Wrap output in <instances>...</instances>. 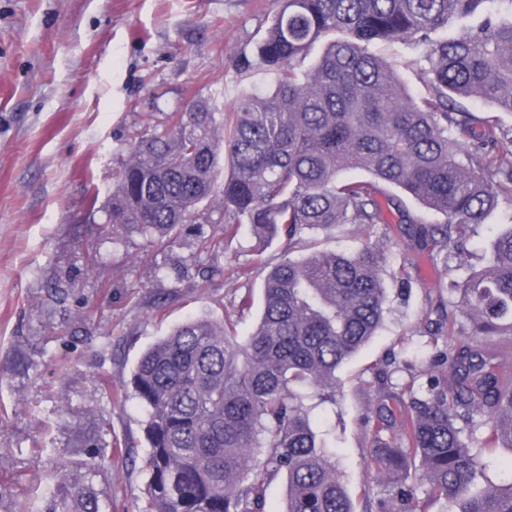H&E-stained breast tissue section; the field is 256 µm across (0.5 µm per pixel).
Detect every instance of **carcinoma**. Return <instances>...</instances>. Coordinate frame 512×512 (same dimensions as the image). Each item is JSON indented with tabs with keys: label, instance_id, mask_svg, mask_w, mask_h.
Here are the masks:
<instances>
[{
	"label": "carcinoma",
	"instance_id": "cac0c4a2",
	"mask_svg": "<svg viewBox=\"0 0 512 512\" xmlns=\"http://www.w3.org/2000/svg\"><path fill=\"white\" fill-rule=\"evenodd\" d=\"M504 0H281L258 47L276 76L266 96L241 94L227 120L196 99L134 133L112 191V223L169 245L197 205L218 202L224 232L249 225L288 255L264 278L259 321L192 319L139 356L131 396L145 412L148 481L141 512H266L272 478H287L282 512H355L324 439L317 404H336V373L382 328L384 249L326 253L312 237L388 223L394 208L411 247L450 260L500 199H512V125L459 105L479 100L512 116V9ZM396 42L429 96L415 100L372 46ZM323 44L314 64L304 62ZM230 168L217 179L220 156ZM360 170L365 178L344 176ZM410 195L432 222L410 214ZM469 328L448 317V370L425 394L375 374L370 464L397 512H512V479L496 484L464 433L487 425L512 448V373L485 347L512 336V223L460 285ZM428 486L426 497L417 484ZM89 479L74 478L45 512H102Z\"/></svg>",
	"mask_w": 512,
	"mask_h": 512
}]
</instances>
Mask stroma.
<instances>
[{
  "mask_svg": "<svg viewBox=\"0 0 512 512\" xmlns=\"http://www.w3.org/2000/svg\"><path fill=\"white\" fill-rule=\"evenodd\" d=\"M279 0H0V512H43L63 476L95 464L92 483L112 512H141L147 473L145 413L128 398L141 352L188 319L255 326L264 269L284 243L259 247L248 226L224 234L213 203L170 246L105 228L115 176L133 131L195 99L231 111L245 91L274 88L257 49ZM411 95L428 89L414 50L379 47ZM96 206H89L91 187ZM224 247L209 251L206 240ZM379 243L405 281L386 279L384 327L346 363L335 404L312 411L356 512H378L385 483L368 466L375 371L428 389L433 355L446 348L442 314L469 320L451 281L480 262H447L410 249L397 225L318 235L320 249ZM492 481L512 475V450L486 427L470 437Z\"/></svg>",
  "mask_w": 512,
  "mask_h": 512,
  "instance_id": "stroma-1",
  "label": "stroma"
}]
</instances>
